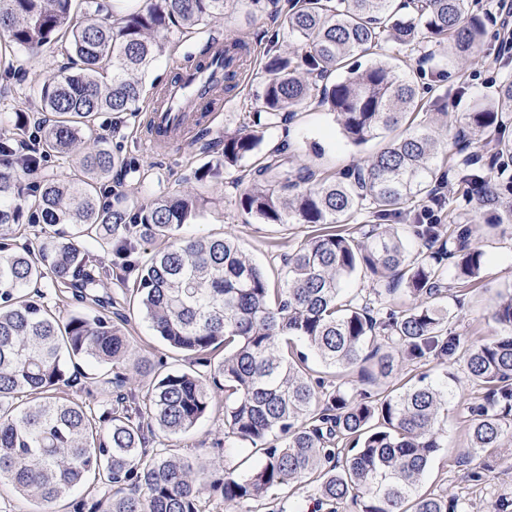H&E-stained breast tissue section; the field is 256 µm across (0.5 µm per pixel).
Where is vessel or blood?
<instances>
[{
	"mask_svg": "<svg viewBox=\"0 0 512 512\" xmlns=\"http://www.w3.org/2000/svg\"><path fill=\"white\" fill-rule=\"evenodd\" d=\"M244 64L222 40L212 41L205 65L183 64L158 89L142 123L143 140L157 150L171 140L193 138L205 113L223 107L222 90L241 79Z\"/></svg>",
	"mask_w": 512,
	"mask_h": 512,
	"instance_id": "b4317fda",
	"label": "vessel or blood"
}]
</instances>
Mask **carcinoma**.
Instances as JSON below:
<instances>
[{"mask_svg":"<svg viewBox=\"0 0 512 512\" xmlns=\"http://www.w3.org/2000/svg\"><path fill=\"white\" fill-rule=\"evenodd\" d=\"M234 0H144L123 12L101 0H0V62L52 50L69 66L39 87L38 150L18 164L14 149L29 137L31 118L15 114L0 137V479L43 508L65 499L93 476L115 488L97 512H203V462L147 448L151 431H190L211 408L209 385L224 389V433L262 451L253 471L210 475L208 492L228 505L267 497L282 487L315 482L320 503L350 499L361 512H456L448 499L420 493L441 448L448 384L428 373L409 386L372 390L365 377L394 370V354L409 362L463 361L470 379L485 386L484 402L469 407L467 460L512 436V292L500 296L492 319L501 336L476 347L448 334V261L458 280L480 275L483 253L470 246V227L459 222L437 190L453 177L469 186L488 225L512 221L506 182L484 175L482 155L470 150L466 130L490 132L491 166L504 171L512 142L499 130L512 114V80L496 102L474 104L454 117L461 159L436 168L438 144L418 126L393 138L364 166L344 176L318 175L296 164L285 148L263 154L240 196L244 213L264 224L340 227L365 213L371 228L359 240L338 230L306 237L283 255L275 281L232 236L176 234L207 200L188 189L134 207L122 194L107 200L102 182L121 166L101 146V112H137L142 78L165 49L168 35H184ZM300 53L267 56L259 110L253 124L224 132L216 163L194 172L201 182L218 167L258 152L259 131L273 128L316 101L335 113L343 135L362 145L415 113L420 91L413 76L385 61L359 59L392 42L414 49L428 40L450 45L456 59L479 63L484 18L473 0H415L403 11L395 0H302L286 20ZM343 76L328 86L326 76ZM79 151L80 173L69 180L42 171L43 158ZM437 222L419 223L422 207ZM400 217L407 224L391 223ZM69 224L71 237L41 239L37 224ZM158 242L135 279L117 282L121 294L103 297L106 274L99 253L125 255ZM364 273L378 284L375 298L345 297L343 283ZM83 308L63 317L45 301ZM406 292L397 310L379 297ZM130 299L156 335L210 367L212 383L190 370L155 377L145 400L128 387L130 373L154 371L144 358L129 360V338L109 308ZM384 338L389 352L381 351ZM222 353L214 360V353ZM329 370L358 369L360 387L329 391L310 357ZM115 369V399L91 406L60 396L72 382L66 365Z\"/></svg>","mask_w":512,"mask_h":512,"instance_id":"1","label":"carcinoma"}]
</instances>
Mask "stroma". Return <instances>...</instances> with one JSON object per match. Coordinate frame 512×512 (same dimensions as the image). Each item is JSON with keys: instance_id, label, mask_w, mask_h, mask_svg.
<instances>
[{"instance_id": "obj_1", "label": "stroma", "mask_w": 512, "mask_h": 512, "mask_svg": "<svg viewBox=\"0 0 512 512\" xmlns=\"http://www.w3.org/2000/svg\"><path fill=\"white\" fill-rule=\"evenodd\" d=\"M293 0H264L261 8H252L248 0H235L223 15L208 20L196 33L184 36L172 34L164 52L147 70L144 77V101H151L155 90L174 69L189 58L197 56L211 37L245 38L251 48L253 63L242 76L237 87L224 97V109L216 113L202 137L191 142H175L167 150L156 151L140 139L143 113H100L96 128L105 146L124 159L122 168L114 171L105 182L108 191L126 196L129 204L139 205L162 195H174L195 187L207 199L199 217L185 226V233L229 234L269 277H276L281 266L278 246L282 243L297 244L310 229L303 224L275 226L260 223L244 214L239 206L240 195L250 185L251 160L221 168L217 178L195 182V169L206 162L215 161L218 149L216 137L249 122V111L257 103L262 90L263 66L269 51L295 50V43L286 36V17ZM477 9L486 16V33L479 49L480 54L502 51L503 58L497 68L488 70L476 66L462 70L460 63L451 61L448 47L422 44L405 54L406 60L420 86L438 85L454 88L448 100L452 113L470 111L474 100L492 101L500 82L512 77V49L505 47L507 38L501 18L493 0H477ZM65 58L58 52H47L24 61L30 77L17 81L12 73L0 71V87L7 85L11 95L0 99V113L27 112L36 101L30 78L55 73ZM385 138H377L364 146L348 142L333 112L324 107L310 106L294 118L268 129L262 143L263 150L280 146L294 154L297 164L318 172L345 173L362 165L369 156L382 148ZM447 196L452 208L463 222L473 228L470 245L484 255V266L479 277L465 287H457L456 277H449L448 331L459 336L469 345H479L499 329L491 319L493 306L499 294L512 290V223L489 227L480 223L472 203L467 200L465 185L451 181ZM122 326L131 338L133 356L162 363L165 370L192 369L193 364L185 353L178 351L155 335L149 323L137 309H124ZM448 378V415L443 422L442 447L438 451L420 486L421 492L434 493L455 501L458 512H494L496 504L512 501V437L504 438L501 447L489 449L471 464L459 463L458 455L469 443L468 408L481 397V387L470 381L462 362L440 365L434 362L425 366L405 365L390 377H375L373 385L386 389L405 382L421 372ZM213 406L188 433L168 436L156 433L151 449L179 448L189 454L205 457L211 469L236 468L245 474L257 467L262 456L253 448L241 445L236 439L224 435V392L214 389ZM485 470L482 480L469 476L471 467ZM319 493L309 484L299 493L281 490L275 503L248 500L227 505L216 497H204L206 512H314Z\"/></svg>"}]
</instances>
